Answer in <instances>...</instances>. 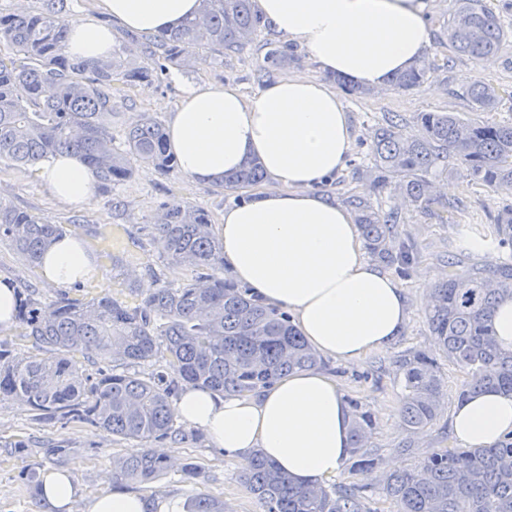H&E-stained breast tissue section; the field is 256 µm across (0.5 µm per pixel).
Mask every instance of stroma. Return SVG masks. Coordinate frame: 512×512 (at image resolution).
<instances>
[{"label":"stroma","mask_w":512,"mask_h":512,"mask_svg":"<svg viewBox=\"0 0 512 512\" xmlns=\"http://www.w3.org/2000/svg\"><path fill=\"white\" fill-rule=\"evenodd\" d=\"M425 2L433 41L429 57L434 62L426 84L409 93L386 87L366 96L342 97L354 134L352 152L346 169L323 186L326 194L341 203L370 196L373 175L368 146L376 128L388 119H403L411 130L416 127L417 114L429 111L452 112L471 120L512 121V37L489 58L487 67L478 68L476 61L448 49L446 28L453 0ZM273 47L287 48L290 59L268 73L264 60ZM296 72L315 76L319 69L305 50L286 46L271 28H264L241 52L223 55L206 50L189 67L170 66L160 79L116 84L112 90V136L120 146L142 116L166 121L185 83L232 81L252 95L265 84ZM471 77L498 88L502 99L497 110H473L464 93V84ZM432 183L440 198L460 200L456 212L448 214L434 207L416 210L397 192L385 196L383 203L384 212L396 218L399 239L417 248L413 267L399 278L409 303L404 335L391 347L371 353L357 364L344 365L330 359L325 362L326 370L336 374L347 398L359 401L376 419L367 446L379 459L377 472L358 475L345 469L333 481L334 486L357 491L371 512L396 509L381 494L383 474L411 468L432 450L457 446L450 418L466 375L455 364L442 365L447 383L440 415L433 424L412 433L406 430L399 413L401 377L395 367L397 356L411 348L433 347L426 318L427 287L447 279L449 261L491 269L507 255L490 241L489 235L494 215L512 207V189L492 191L451 172L434 176ZM249 194L246 188L227 192L201 186L181 172H163L138 162L132 176L113 186L111 192L94 193L86 206L66 207L49 196L31 169L1 160L0 202L27 210L45 223L62 225L67 236L87 245L99 225H112L122 244L109 251H94L98 278L61 289L47 283L39 265L22 260L19 251L0 242V279L11 281L21 299L37 302L43 315L62 294L89 299L106 293L126 305H137L153 288L179 285L194 276L191 268L169 260L152 234L151 225L162 203L174 198L189 201L208 211L212 222L217 223L225 207L247 200ZM179 428V439L155 444L168 458L165 474L153 483L139 485V492L168 499L175 512H180L186 497L195 493L224 500L229 512H261L243 482L245 462L226 457L207 435L187 423H180ZM132 446V441L82 422L35 419L16 398L1 399L0 512H48L40 492L27 483L26 477L32 472L68 471L89 496L111 490L107 473L112 459L128 454ZM190 461L203 468L201 478L193 483L182 479V468Z\"/></svg>","instance_id":"stroma-1"}]
</instances>
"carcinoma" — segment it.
I'll return each mask as SVG.
<instances>
[{"label": "carcinoma", "mask_w": 512, "mask_h": 512, "mask_svg": "<svg viewBox=\"0 0 512 512\" xmlns=\"http://www.w3.org/2000/svg\"><path fill=\"white\" fill-rule=\"evenodd\" d=\"M71 19L66 0H52L37 14H0V40L11 53L0 56V160L29 166L61 151L78 154L106 192L132 174V161L170 172L175 158L166 151L163 125L146 116L131 129L125 148L112 137V84L147 81L167 65L186 66L209 49L236 53L261 32L252 0H202L199 13L182 27L157 36L155 70L117 59L94 62L71 56L66 42ZM509 36L486 0H455L448 17V44L459 55L479 60L498 51ZM431 62L424 57L392 76L399 92L422 87ZM26 85L20 100L14 87ZM465 94L474 108L493 112L500 92L471 78ZM421 135L391 120L377 128L370 146L374 185L400 192L424 210L457 207L431 195L429 176L453 170L489 189L512 186V122L464 120L450 112H421ZM255 160L224 175L222 188L234 191L263 181ZM365 248L376 260L407 273L414 248L398 242L392 216L367 200H354ZM203 208L174 199L161 206L152 230L167 257L193 268L195 277L179 286L162 285L135 306L109 295L88 301L61 295L52 317L30 308L23 314L28 336L43 356L16 363L0 349V393L44 418L71 417L123 439L146 444L118 457L109 477L116 484L159 479L165 458L148 444L179 435L174 402L184 384L218 394L252 392L294 370L318 367L320 356L307 344L287 313L268 307L219 276L224 260L209 233ZM493 237L512 246V208L497 213ZM62 236V226L0 202V241L34 262ZM448 280L433 289L427 321L439 350L470 380L458 398L485 388L512 394V349L497 342L492 312L501 295L512 292V256L492 270L458 272L449 263ZM96 359L112 371L90 380L73 355ZM164 364L159 365L157 361ZM402 376L401 417L413 430L437 420L444 378L438 360L410 350L396 361ZM149 366L144 374L131 368ZM351 408V468L373 472L378 458L364 446L375 424L372 412L356 401ZM263 512H368L350 489L297 485L272 461L256 452L244 475ZM383 492L396 512H512V434L490 448H438L413 468L383 479ZM184 512H225L224 501L197 493Z\"/></svg>", "instance_id": "1"}]
</instances>
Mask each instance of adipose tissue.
Wrapping results in <instances>:
<instances>
[{
  "mask_svg": "<svg viewBox=\"0 0 512 512\" xmlns=\"http://www.w3.org/2000/svg\"><path fill=\"white\" fill-rule=\"evenodd\" d=\"M265 23L303 47L321 77L294 73L254 95L232 82L185 84L167 124V146L182 174L216 184L248 160L261 162L271 187L224 210L211 229L236 282L291 315L312 349L343 364L391 346L408 323L398 279L365 255L353 213L322 190L343 171L353 142L337 86L323 74L379 89L431 49L423 0H254ZM199 0H96L97 17L71 23L70 54L110 56L113 30L151 35L181 24ZM36 177L67 207L94 194L89 167L63 152L37 163ZM45 279L65 286L92 272L90 257L64 237L44 252ZM175 408L227 456L259 452L304 486L335 478L351 456L350 409L336 376L311 368L253 393L214 394L184 385ZM456 441L488 447L512 432V395L473 394L451 418ZM57 512H172L168 501L115 489L85 497L70 474L43 475Z\"/></svg>",
  "mask_w": 512,
  "mask_h": 512,
  "instance_id": "ef3b65f1",
  "label": "adipose tissue"
}]
</instances>
